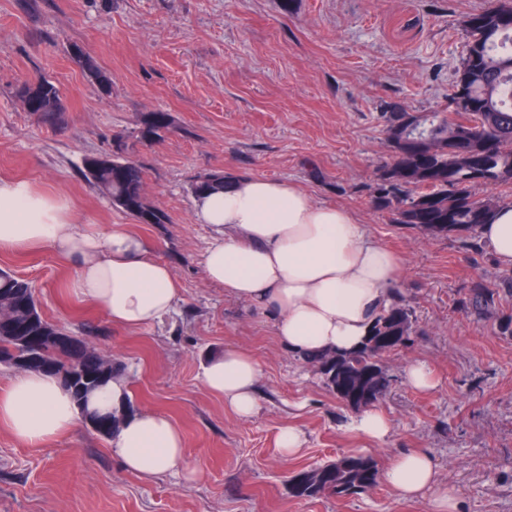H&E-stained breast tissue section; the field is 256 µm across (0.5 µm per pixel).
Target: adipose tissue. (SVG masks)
Wrapping results in <instances>:
<instances>
[{"mask_svg":"<svg viewBox=\"0 0 512 512\" xmlns=\"http://www.w3.org/2000/svg\"><path fill=\"white\" fill-rule=\"evenodd\" d=\"M195 214L211 231L201 260L207 281L272 316L279 343L301 358L358 348L401 280L398 257L349 210L318 204L288 182L234 180L222 192L197 198ZM481 234L496 261L512 266V207H500ZM34 248L71 264L70 294L99 306L117 327L158 324L181 298L170 266L125 227L73 223L67 199L23 180L0 181V252ZM261 374L256 357L229 346L207 359L201 380L246 419L259 408ZM128 400L126 381L116 378L83 409L57 377L20 372L0 392V425L26 446L40 447L75 430L85 409L112 411L119 417L112 450L125 469L153 478L181 467L180 429L161 412H127ZM381 478L398 499L429 498L432 512L458 508L454 487L440 480L425 451L396 455Z\"/></svg>","mask_w":512,"mask_h":512,"instance_id":"obj_1","label":"adipose tissue"}]
</instances>
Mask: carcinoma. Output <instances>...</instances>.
<instances>
[{"label":"carcinoma","mask_w":512,"mask_h":512,"mask_svg":"<svg viewBox=\"0 0 512 512\" xmlns=\"http://www.w3.org/2000/svg\"><path fill=\"white\" fill-rule=\"evenodd\" d=\"M464 30L467 50L461 69L468 75V95L474 106L453 111V119L441 112L415 116L406 126L403 121L408 113H389L386 133L393 161L384 169L383 184L372 202L391 211L398 224L432 236L458 234L474 245L481 226L491 223L500 207L492 193L475 198V188L512 185V102H505V87L512 83V50H493L500 41L512 40V0H495L491 8L468 15ZM73 60L103 93L110 92L109 77L88 52L75 47ZM18 98L43 125L59 128L64 124L60 91L51 81L40 78L23 84ZM172 125L169 113L149 112L141 121L137 140L161 141ZM130 150L121 141L110 159L85 158V178L139 223H170L164 210L146 201L143 169L129 155ZM232 179L233 175L222 171L208 173L195 181L192 193L197 197L222 191ZM494 305V293L486 286L477 283L470 289L467 307L488 313ZM63 330L43 317L28 281L0 270V362L11 364L22 350L20 337L29 336L31 350L52 365L73 373L96 368L101 352L92 345L78 354L63 348L56 339ZM415 333L412 309L396 296L379 314L360 349L323 353L307 363L317 368L339 399L359 410L378 400L391 385L382 358L406 345ZM378 478L376 460L348 454L299 470L289 482L296 498H344L374 490Z\"/></svg>","instance_id":"carcinoma-1"}]
</instances>
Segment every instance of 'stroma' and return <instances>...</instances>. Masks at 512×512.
<instances>
[{
	"mask_svg": "<svg viewBox=\"0 0 512 512\" xmlns=\"http://www.w3.org/2000/svg\"><path fill=\"white\" fill-rule=\"evenodd\" d=\"M489 0H0V181L27 180L62 196L77 224L121 225L168 262L182 298L165 323L124 330L67 291L73 268L47 250L0 253V269L28 280L49 321L80 332L122 365L130 407L179 427L185 469L144 479L124 469L108 436L89 424L38 448L0 426V512H431L375 490L347 498H293L292 472L361 449L386 465L412 449L430 453L455 487L458 512H512V267L459 236L394 223L372 204L392 161L389 105L445 111L466 53L463 21ZM81 46L111 80L102 93L72 59ZM56 84L65 124L26 112L24 82ZM174 128L140 144L149 112ZM135 144L151 202L166 224H142L82 175L84 156ZM215 170L294 183L320 204L350 210L402 264L399 292L417 332L385 355L392 383L376 405L392 423L383 443L346 430L354 411L306 362L277 341L272 321L206 281L207 225L195 219L192 184ZM495 290L491 314L463 303L474 282ZM234 345L263 365L261 409L241 419L208 392L201 364ZM427 364L438 385L405 378ZM300 428L301 452L282 458L279 429Z\"/></svg>",
	"mask_w": 512,
	"mask_h": 512,
	"instance_id": "35a3bbf8",
	"label": "stroma"
}]
</instances>
